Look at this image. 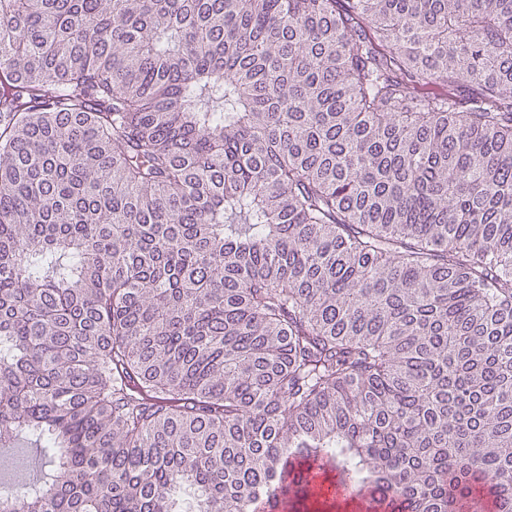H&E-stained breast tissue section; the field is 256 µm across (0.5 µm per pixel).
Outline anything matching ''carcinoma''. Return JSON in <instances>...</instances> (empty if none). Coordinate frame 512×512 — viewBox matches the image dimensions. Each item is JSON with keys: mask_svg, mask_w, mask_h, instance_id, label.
Returning a JSON list of instances; mask_svg holds the SVG:
<instances>
[{"mask_svg": "<svg viewBox=\"0 0 512 512\" xmlns=\"http://www.w3.org/2000/svg\"><path fill=\"white\" fill-rule=\"evenodd\" d=\"M25 439L0 512H512V0H0ZM334 467V464L326 457H322L312 450L299 448L289 458L288 482L292 487L298 484L312 487L318 491H326L336 497L350 498L357 491L343 477L336 478V482H326V475ZM373 498L341 501L329 495L316 496L310 491L307 495H299L290 512H400L389 511L387 504L379 507Z\"/></svg>", "mask_w": 512, "mask_h": 512, "instance_id": "carcinoma-1", "label": "carcinoma"}]
</instances>
